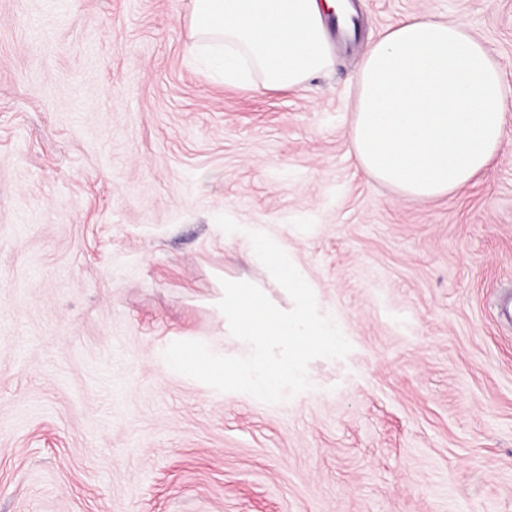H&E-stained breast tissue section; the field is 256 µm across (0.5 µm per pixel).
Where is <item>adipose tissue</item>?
I'll list each match as a JSON object with an SVG mask.
<instances>
[{
	"label": "adipose tissue",
	"mask_w": 512,
	"mask_h": 512,
	"mask_svg": "<svg viewBox=\"0 0 512 512\" xmlns=\"http://www.w3.org/2000/svg\"><path fill=\"white\" fill-rule=\"evenodd\" d=\"M336 0H192V31L216 81L298 90L332 64L323 10ZM349 136L369 177L401 196L436 199L494 161L512 101L485 44L427 17L389 29L365 50Z\"/></svg>",
	"instance_id": "adipose-tissue-1"
}]
</instances>
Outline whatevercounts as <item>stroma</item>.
I'll return each mask as SVG.
<instances>
[{"mask_svg":"<svg viewBox=\"0 0 512 512\" xmlns=\"http://www.w3.org/2000/svg\"><path fill=\"white\" fill-rule=\"evenodd\" d=\"M296 92L212 81L191 0H0V512H512V120L417 200L349 128L366 47L458 22L512 100V0H355ZM287 242L352 346L276 404L174 373L217 275L292 303L217 216Z\"/></svg>","mask_w":512,"mask_h":512,"instance_id":"35a3bbf8","label":"stroma"}]
</instances>
